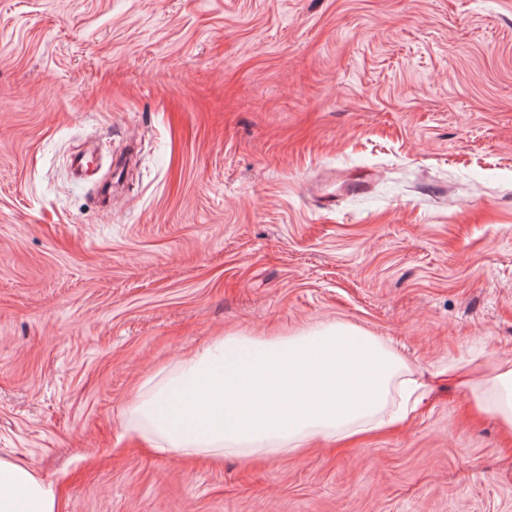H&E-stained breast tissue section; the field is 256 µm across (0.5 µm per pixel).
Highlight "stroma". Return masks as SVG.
<instances>
[{
    "mask_svg": "<svg viewBox=\"0 0 512 512\" xmlns=\"http://www.w3.org/2000/svg\"><path fill=\"white\" fill-rule=\"evenodd\" d=\"M329 324L430 382L405 427L128 432L214 339ZM510 359L512 0H0V460L58 512H512V437L446 376Z\"/></svg>",
    "mask_w": 512,
    "mask_h": 512,
    "instance_id": "35a3bbf8",
    "label": "stroma"
}]
</instances>
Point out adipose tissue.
Masks as SVG:
<instances>
[{
  "label": "adipose tissue",
  "mask_w": 512,
  "mask_h": 512,
  "mask_svg": "<svg viewBox=\"0 0 512 512\" xmlns=\"http://www.w3.org/2000/svg\"><path fill=\"white\" fill-rule=\"evenodd\" d=\"M479 411L512 433V361L498 365ZM425 385L376 337L343 325L259 340L223 336L151 398L137 402L131 430L149 425L160 453L274 458L315 438L346 441L406 423ZM49 483L0 460V512H56Z\"/></svg>",
  "instance_id": "ef3b65f1"
}]
</instances>
